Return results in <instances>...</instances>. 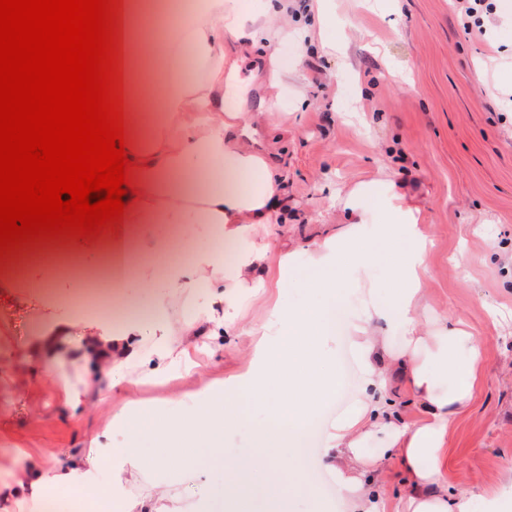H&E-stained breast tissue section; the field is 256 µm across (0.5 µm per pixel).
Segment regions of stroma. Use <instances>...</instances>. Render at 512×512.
<instances>
[{"instance_id":"35a3bbf8","label":"stroma","mask_w":512,"mask_h":512,"mask_svg":"<svg viewBox=\"0 0 512 512\" xmlns=\"http://www.w3.org/2000/svg\"><path fill=\"white\" fill-rule=\"evenodd\" d=\"M334 0L337 47H303L296 20L280 39L288 85L273 91L242 66L228 110L267 112L258 126L262 153L288 179L287 223L276 235L307 245L345 224L326 182L347 193L389 167L422 208L431 242L425 326L465 321L482 364L468 410L448 437V488L494 489L512 465V0H494L481 28L468 29L456 0ZM68 316L62 303L0 281V466L17 448L58 460L87 448L125 403L122 388L100 401L91 373L59 357L71 387L84 392L78 413L66 409L35 353L34 322ZM246 336H199L185 365L165 383L143 382L138 397L166 402L177 415L199 405L208 387L242 371ZM340 373L330 428L354 405L360 372L351 339L333 336Z\"/></svg>"}]
</instances>
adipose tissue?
Listing matches in <instances>:
<instances>
[{
  "label": "adipose tissue",
  "instance_id": "ef3b65f1",
  "mask_svg": "<svg viewBox=\"0 0 512 512\" xmlns=\"http://www.w3.org/2000/svg\"><path fill=\"white\" fill-rule=\"evenodd\" d=\"M153 19L137 7L123 8L117 20L118 56L128 62L121 77L123 96L136 97L153 113L156 130L142 138L125 128V149L133 167V190L125 194L123 221L128 230L113 240L115 287H124L121 267L133 252L159 255L174 241L152 234L155 224H210L224 230V254L197 253L191 261L170 264L167 288L177 296L208 287L207 310L172 318L164 298L154 301L158 317L152 329L137 322L86 324L58 319L42 326L37 346L56 353L72 345L76 360L91 369L102 395L126 384V367L138 362L145 376L163 382L173 371L172 354L192 337L249 336L253 343L243 373L224 387L210 390L207 404L169 417L157 425L159 406L129 402L112 418L111 430L125 433L128 442L116 447L93 440L89 448L65 463L49 462L29 453L22 468L0 477V502L13 512H41L44 504L69 492L91 499L98 512H209L210 498L202 485L204 471L195 469L198 446L220 448L236 423L233 400L246 393L255 409L268 413L266 429L246 447L223 457L224 493L232 512H288L289 498L270 474L289 472L298 494L317 498L316 487L297 468L303 428L331 396L338 381L322 359L331 339L328 318L349 286H357L360 307L351 323L361 367L360 395L355 405L328 431L322 458L336 476L344 512H387L388 504L376 487V477L391 462L407 474L397 512H499L512 497V467L493 490L449 492L444 477L446 441L456 419L470 405L482 357L472 332L462 322H439L423 329L418 314L425 302L429 277L428 242L421 229L422 211L406 197L392 175L353 188L342 208L347 222L338 232L304 248L314 270L304 288L321 296L320 304L294 307L277 299L263 321L248 319L237 303L242 291H265L270 265H277L276 285L287 291L299 252L275 250L274 225L284 223L281 195L285 177L244 138L251 122L267 120L264 112L224 109V59L263 44L269 54L267 79L284 85L288 71L274 54L275 41L288 26V0H267L256 12H245L239 0H199L189 16L167 27L163 48L171 60L191 50L204 70L186 79L171 69L161 95L144 93L134 72L144 62L142 48L153 37ZM215 166L224 171V186L203 193L185 189L182 174ZM377 224L371 235L363 228L369 216ZM386 267L392 276L393 305L381 307L367 280L372 266ZM151 334L155 348L142 350L138 338ZM423 412L418 423L401 417L392 397L395 378ZM164 434L167 449L154 458L153 468L181 469L201 491L184 505L169 486H152L133 493L122 483L99 484L102 469L121 475L144 474L141 447Z\"/></svg>",
  "mask_w": 512,
  "mask_h": 512
}]
</instances>
